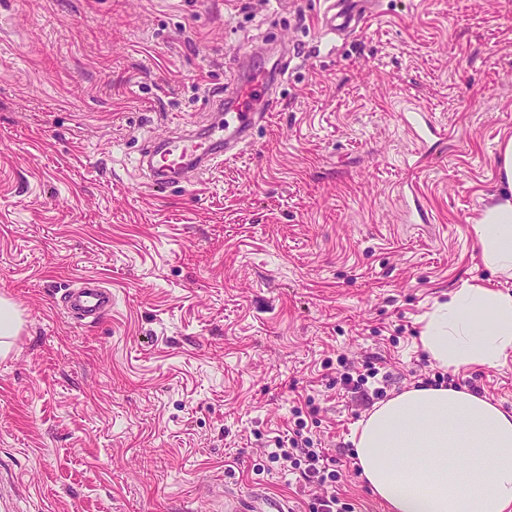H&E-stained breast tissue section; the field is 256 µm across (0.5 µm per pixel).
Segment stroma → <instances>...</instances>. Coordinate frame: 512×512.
<instances>
[{"mask_svg": "<svg viewBox=\"0 0 512 512\" xmlns=\"http://www.w3.org/2000/svg\"><path fill=\"white\" fill-rule=\"evenodd\" d=\"M319 0H0V512H224L312 491L266 471L302 405L351 512H386L353 464L367 414L339 381L369 356L392 397L438 367L418 321L490 275L471 224L512 135V0H375L329 34ZM288 61L249 146L150 186L148 138L222 122L234 60ZM421 110L443 137L420 143ZM112 310L79 322L64 288ZM512 411V356L456 373ZM63 308L80 318H100L112 308V291L95 278L81 279L61 295ZM21 322L13 306L6 300H0V335L1 338L15 336Z\"/></svg>", "mask_w": 512, "mask_h": 512, "instance_id": "stroma-1", "label": "stroma"}]
</instances>
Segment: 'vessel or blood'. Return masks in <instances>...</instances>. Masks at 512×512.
Here are the masks:
<instances>
[{"mask_svg":"<svg viewBox=\"0 0 512 512\" xmlns=\"http://www.w3.org/2000/svg\"><path fill=\"white\" fill-rule=\"evenodd\" d=\"M370 0H322L323 26L332 32L354 30L364 19ZM285 69L250 68L239 74L229 94H216L215 104L224 110L223 124L208 129L184 131L166 137L144 154L141 164L151 175L154 186L179 183L180 173L188 168H206L222 162L224 154L247 145L253 127L266 120L276 106L272 88L285 80ZM68 314L81 318H100L112 307V291L95 278L81 279L61 296ZM233 512H287L286 503L276 500L237 499Z\"/></svg>","mask_w":512,"mask_h":512,"instance_id":"obj_1","label":"vessel or blood"}]
</instances>
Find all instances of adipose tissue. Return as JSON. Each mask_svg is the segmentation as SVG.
Returning a JSON list of instances; mask_svg holds the SVG:
<instances>
[{
  "label": "adipose tissue",
  "instance_id": "adipose-tissue-1",
  "mask_svg": "<svg viewBox=\"0 0 512 512\" xmlns=\"http://www.w3.org/2000/svg\"><path fill=\"white\" fill-rule=\"evenodd\" d=\"M501 189L472 224L483 265L512 278V136ZM420 321L438 367L498 366L512 354V293L470 278ZM354 465L388 512H512V412L452 387L413 388L374 405L355 431Z\"/></svg>",
  "mask_w": 512,
  "mask_h": 512
}]
</instances>
